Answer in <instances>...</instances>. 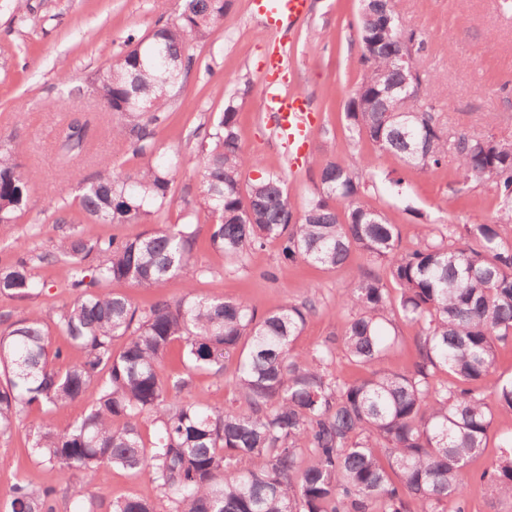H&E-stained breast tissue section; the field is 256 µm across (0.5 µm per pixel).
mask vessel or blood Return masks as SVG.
<instances>
[{
	"label": "vessel or blood",
	"instance_id": "1",
	"mask_svg": "<svg viewBox=\"0 0 512 512\" xmlns=\"http://www.w3.org/2000/svg\"><path fill=\"white\" fill-rule=\"evenodd\" d=\"M267 28L280 30L311 11V0H259ZM270 81L265 89L268 110L274 120L277 136L293 153L301 157L315 131L316 118L311 99L303 93L282 91L278 81L285 71L283 58L271 52L266 62Z\"/></svg>",
	"mask_w": 512,
	"mask_h": 512
}]
</instances>
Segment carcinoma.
<instances>
[{"label":"carcinoma","instance_id":"cac0c4a2","mask_svg":"<svg viewBox=\"0 0 512 512\" xmlns=\"http://www.w3.org/2000/svg\"><path fill=\"white\" fill-rule=\"evenodd\" d=\"M230 5L182 0L177 16L147 37L127 35L128 50L96 74L99 100L123 117L112 137L146 162L132 173L102 171L75 205L88 224L151 228L125 240L66 234L56 251L37 256L61 264L75 299L49 323L38 313L12 322L0 316V433L33 408L46 417L60 406L77 409L61 432L44 422L30 448L58 469L77 512H94L95 504L80 474L102 466L145 475L161 494L158 503L118 500L112 512H438L450 499L465 512L468 463L486 447L495 414H512V379L496 377L497 346L512 341V242L498 231L512 223V142L448 135L426 81L403 88L400 57L419 53L424 41L402 27L393 0H362L357 35L366 74L346 105L349 128L408 168L453 158L460 184L495 186L498 217L453 225L438 240L426 224L422 242L404 249L398 225L362 201L365 183L338 160L315 161L318 185L299 212L280 174L243 183L258 160L240 145L233 99L213 130L194 134L202 201L177 197L172 175L183 160L155 158L159 127L171 92L198 66L195 47ZM389 89L407 97L408 111H388ZM91 145L87 121L72 117L62 135L65 162ZM36 178L12 154H0V224L29 209ZM338 201L346 202L342 215ZM200 207L211 220L212 247L238 265L268 240L280 241L283 260L327 271L354 250L365 253L371 267L340 293V307L353 312L340 337L310 352L297 349L316 312L312 299L259 316L245 302L197 293L205 273L195 259ZM174 209L183 223H166ZM381 266L383 276L375 272ZM34 269L27 257L0 264V296L39 294L46 283ZM173 276L184 280L186 294L147 309L110 289L114 282L153 288ZM394 316L418 329L409 371L381 366L389 348L382 330ZM52 330L83 352L80 362L64 364L63 351L50 348ZM119 338L125 344L116 353ZM176 342L184 371L164 382L158 370ZM338 350L368 375L345 382L327 374L323 366ZM232 360L237 408L171 398L196 373H220ZM92 385L98 398L83 406ZM483 385L496 406L486 402ZM145 420L157 423L151 440L140 431ZM487 475L497 494L512 498V436ZM56 495L19 481L11 512H56Z\"/></svg>","mask_w":512,"mask_h":512}]
</instances>
